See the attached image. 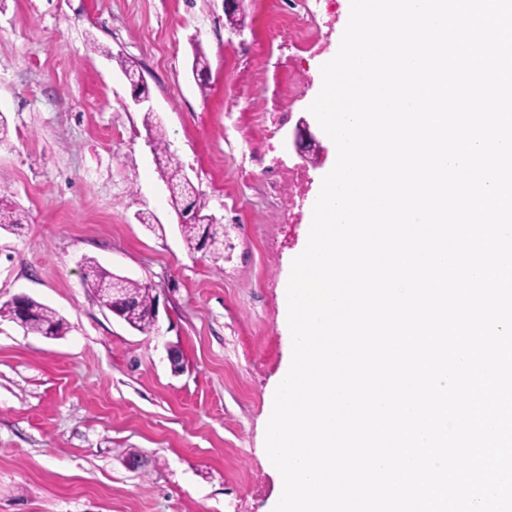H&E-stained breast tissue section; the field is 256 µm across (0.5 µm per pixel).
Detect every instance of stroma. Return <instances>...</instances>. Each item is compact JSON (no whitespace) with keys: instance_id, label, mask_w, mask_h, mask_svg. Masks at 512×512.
<instances>
[{"instance_id":"stroma-1","label":"stroma","mask_w":512,"mask_h":512,"mask_svg":"<svg viewBox=\"0 0 512 512\" xmlns=\"http://www.w3.org/2000/svg\"><path fill=\"white\" fill-rule=\"evenodd\" d=\"M305 5L309 35L292 42L279 0H244L240 33L223 0H0V185L23 214L0 230V304L23 292L68 324L47 339L0 318V512H273L263 428L288 356L283 285L337 158L306 161L291 134L303 118L327 138L309 107L350 12ZM119 55L222 218V258L188 252ZM90 258L152 288L151 332L85 288ZM131 453L148 466L126 468Z\"/></svg>"}]
</instances>
